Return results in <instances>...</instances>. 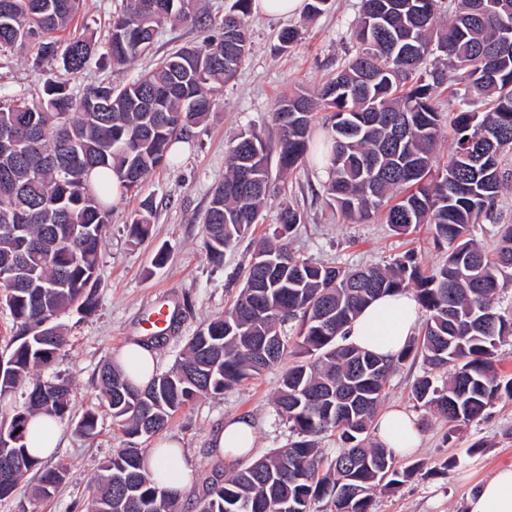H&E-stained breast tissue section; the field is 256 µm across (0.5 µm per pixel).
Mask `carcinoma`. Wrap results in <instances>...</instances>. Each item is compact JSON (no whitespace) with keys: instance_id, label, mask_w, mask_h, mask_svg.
Returning <instances> with one entry per match:
<instances>
[{"instance_id":"carcinoma-1","label":"carcinoma","mask_w":512,"mask_h":512,"mask_svg":"<svg viewBox=\"0 0 512 512\" xmlns=\"http://www.w3.org/2000/svg\"><path fill=\"white\" fill-rule=\"evenodd\" d=\"M383 25L387 0H362L352 30L355 53L323 85L283 95L272 117L278 139L254 131L238 136L224 158V181L202 216L205 249L214 265L251 225L259 223L270 188V161L287 173L309 151L316 112L330 113L324 192L340 216L363 223L380 213L399 234L430 224L434 240L448 245L444 263L422 269L410 250L391 265L329 266L294 255L290 240L307 221L286 206L272 234L254 252L247 278L224 314L202 322L172 366L144 387L133 385L109 362L99 388L112 421L132 438L116 450L96 478L90 512H181L180 495L161 486L145 466L136 439L162 432L173 415L203 394L261 375L291 358L275 396L278 415L294 440L211 484L197 512H371L373 491L399 485L414 470H399L395 455L368 441V430L391 375L410 361L425 366L412 386L414 399L450 423L483 416L512 398V378L496 368L497 348L512 336V318L498 313L499 289L512 282V224L497 228L491 250L470 238V227L496 223L494 208L512 172V0H408ZM252 0H233L220 21L197 11L194 0H126L100 39L90 28L61 43L81 0H0V54L37 45L35 64L45 72L42 94H17L0 102V133H13L19 150L0 155V306L15 327L0 370V397L50 363L67 345L60 312L96 307L98 255L112 213V182L136 191L155 169L171 163L190 128L218 106L224 84L249 51L246 18ZM166 24L203 34L199 45L181 46L155 60L123 87L101 81L73 93L57 79L76 75L98 57L125 65L152 52ZM412 33L400 51L393 38ZM496 55L488 71L487 54ZM433 55L442 67L427 68ZM451 83L460 109L443 111L436 88ZM483 109L470 108L474 101ZM454 132L452 157L434 165L444 123ZM256 186L245 187L243 169ZM146 206L129 225L132 237L148 234ZM427 318L418 337L393 359L382 360L343 345L344 327L373 299L407 292ZM330 310L333 322L322 319ZM496 316L491 331L477 322ZM295 332L290 341L288 331ZM278 339L274 358L255 361L253 349ZM310 395L322 398L311 406ZM70 389L63 381L37 382L26 405L0 422V456L13 457L0 500L16 492L30 471L41 473L38 493L51 497L67 472L32 454L26 443L30 418L69 417ZM331 434L341 448L328 458L319 440Z\"/></svg>"}]
</instances>
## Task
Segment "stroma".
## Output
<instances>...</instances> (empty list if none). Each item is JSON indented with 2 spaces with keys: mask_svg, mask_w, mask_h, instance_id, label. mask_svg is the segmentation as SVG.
<instances>
[{
  "mask_svg": "<svg viewBox=\"0 0 512 512\" xmlns=\"http://www.w3.org/2000/svg\"><path fill=\"white\" fill-rule=\"evenodd\" d=\"M360 6L361 0H330L325 13L313 19L250 14L246 20L250 51L225 85L221 106L194 129L188 142L179 144L175 164L153 171L138 191L115 202L100 250L97 306L88 315L73 309L61 315L68 343L33 375L37 381L60 379L70 386L71 413L59 424L56 453L67 466L66 477L52 497L44 499L35 493L39 473L30 472L12 498L0 501V512H87L102 463L129 442L113 423L96 386L101 366L131 339L149 336V316L163 307L177 314L165 339L153 347L157 372L168 370L197 326L223 314L237 297L251 254L257 242L268 236L282 206L294 205L307 216L290 244L304 258L347 267L385 266L413 249L427 269L444 259L445 252L434 245L428 225L399 235L380 215L364 224L338 217L325 202L322 168L312 160L287 177H274L262 221L227 251L222 266L212 265L204 249L201 217L224 179L226 151L244 130L276 138L272 114L280 97L321 85L352 56L351 30ZM290 24L300 26L302 35L288 49H279L276 36ZM201 40L195 30L164 27L151 57L125 67L90 65L71 79L70 87L79 93L103 79L126 84L149 66L151 58ZM34 58L31 47L0 58V98L41 92L45 75ZM145 206L153 210V224L139 241L130 236L129 222ZM160 251L167 260L159 265L155 255ZM283 371L279 365L223 394L196 398L173 416L160 435L147 440L150 448L169 441L179 445L190 468L181 496L185 508H192L210 483L223 482L245 464L244 459L231 461L211 448L212 433L226 419L247 416L257 423L256 455L287 444L288 426L274 405ZM422 373V363H406L390 379L381 404L382 410L401 408L415 416L421 444L411 455L398 458L397 465L404 469L417 464L421 470L394 490L376 491L374 512H465L470 490L496 469L512 465V400H501L479 419L451 425L413 399L411 386ZM89 410L98 415V432L92 437L77 427Z\"/></svg>",
  "mask_w": 512,
  "mask_h": 512,
  "instance_id": "1",
  "label": "stroma"
}]
</instances>
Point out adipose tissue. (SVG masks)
I'll list each match as a JSON object with an SVG mask.
<instances>
[{
  "mask_svg": "<svg viewBox=\"0 0 512 512\" xmlns=\"http://www.w3.org/2000/svg\"><path fill=\"white\" fill-rule=\"evenodd\" d=\"M418 318V304L411 294L385 295L365 307L347 326L346 342L389 360L406 346ZM115 364L134 385L142 386L151 379L156 360L149 348L133 340L122 348ZM255 435L256 427L250 418H231L213 432L211 447L228 457H245L254 448ZM378 436L398 455L412 453L419 444L413 415L399 408L381 416ZM466 512H512V465L497 469L468 494Z\"/></svg>",
  "mask_w": 512,
  "mask_h": 512,
  "instance_id": "adipose-tissue-1",
  "label": "adipose tissue"
}]
</instances>
